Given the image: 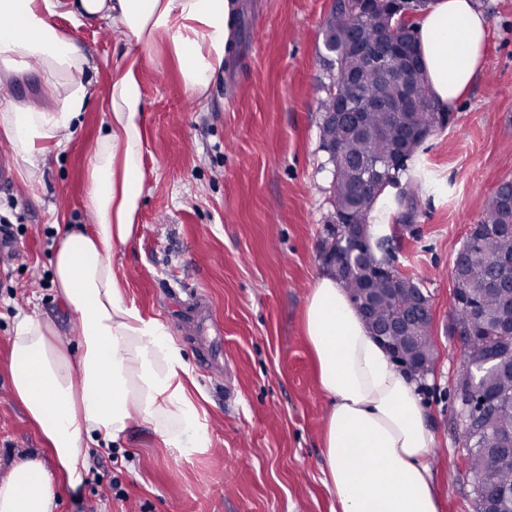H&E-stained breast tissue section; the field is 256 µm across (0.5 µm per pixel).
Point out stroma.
<instances>
[{"mask_svg":"<svg viewBox=\"0 0 512 512\" xmlns=\"http://www.w3.org/2000/svg\"><path fill=\"white\" fill-rule=\"evenodd\" d=\"M488 21L482 68L448 122L410 160L414 213L397 208L380 235L430 299L435 360L417 392L434 436L432 469L444 512H477L456 423L463 357L453 330V261L504 181H512V0H476ZM331 0H236L230 59L199 98L185 94L164 42L146 53V192L136 239L113 262L127 297L164 323L205 395L211 446L185 461L151 428L95 448L86 482L57 512H334L324 484L329 402L305 335L333 207L320 102L334 75L323 45ZM55 26L95 62L90 105L53 150L42 187L0 169V224L15 261L0 268V478L44 441L16 401L8 371L18 313L72 338L78 315L52 285L58 227L89 224L84 171L106 114L102 102L125 50L105 23Z\"/></svg>","mask_w":512,"mask_h":512,"instance_id":"1","label":"stroma"}]
</instances>
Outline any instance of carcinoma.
Segmentation results:
<instances>
[{
  "label": "carcinoma",
  "mask_w": 512,
  "mask_h": 512,
  "mask_svg": "<svg viewBox=\"0 0 512 512\" xmlns=\"http://www.w3.org/2000/svg\"><path fill=\"white\" fill-rule=\"evenodd\" d=\"M380 12H371L358 22L359 35L373 47L377 41ZM352 13L350 0H335L327 22L326 48L335 54L337 78L348 72L359 77V89L364 95H376L386 91L384 81L364 60L353 56L348 50ZM421 76L418 79L420 109L407 117L408 125L414 128L439 127L445 113L432 105L428 91L426 71L418 64ZM366 133L350 138L341 123H322L321 143L336 140L343 143L344 159L332 168L331 183L336 185L334 224H336V249L347 247L345 226L369 223V214L377 197L385 186L400 182L404 162L415 156L422 140L415 138L406 143L399 165L391 168L392 179L378 184L364 182L357 175L358 164L373 157L389 158L400 137V126L388 112L369 111L362 115ZM512 181L498 186L492 197L483 221L473 225L461 249V262L454 273L453 317L455 325L464 329V365L484 371L482 386L495 404V411L485 426L468 433L466 439L467 468L473 478L500 486L512 487V454L493 457L488 448L501 447L504 432L512 433V377L505 378L495 370L497 364L512 365V335L505 336L498 326L504 314L508 293L494 285L503 269L496 260L512 255ZM391 262V249L385 240L377 241L376 247L351 255L347 272L340 283L350 295L363 294L365 280L370 287L378 289L373 307V318L367 321L370 330L395 317L397 301L387 292L386 267ZM431 329V314H426L416 325L415 334L420 336V345L429 359H434Z\"/></svg>",
  "instance_id": "1"
}]
</instances>
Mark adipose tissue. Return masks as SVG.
Instances as JSON below:
<instances>
[{
	"mask_svg": "<svg viewBox=\"0 0 512 512\" xmlns=\"http://www.w3.org/2000/svg\"><path fill=\"white\" fill-rule=\"evenodd\" d=\"M233 14L232 0H0V16L13 21L0 28V72L37 66L54 101L44 109L0 100V136L28 187L39 182L48 145L69 139L92 96L94 63L55 19L105 23L128 44L85 172L93 227L66 225L51 259L57 294L80 317L79 338L70 342L33 313L16 318L9 340L14 395L54 462L36 454L11 466L0 512H53L63 488L83 485L92 446L119 444L136 425L187 460L211 446L181 349L128 302L112 256L134 241L144 196L142 52L164 36L184 92L203 96L232 45ZM418 26L431 101L443 112L480 70L487 22L473 0H435ZM305 324L329 400L325 484L339 512H442L415 380L393 367L334 278L316 279Z\"/></svg>",
	"mask_w": 512,
	"mask_h": 512,
	"instance_id": "obj_1",
	"label": "adipose tissue"
}]
</instances>
